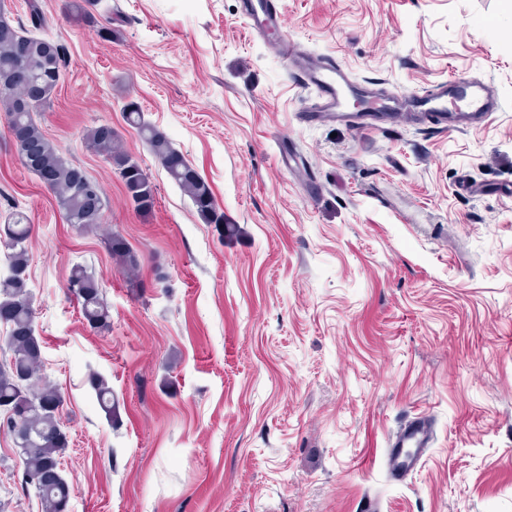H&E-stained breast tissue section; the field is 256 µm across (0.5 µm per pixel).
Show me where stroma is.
I'll list each match as a JSON object with an SVG mask.
<instances>
[{"mask_svg":"<svg viewBox=\"0 0 512 512\" xmlns=\"http://www.w3.org/2000/svg\"><path fill=\"white\" fill-rule=\"evenodd\" d=\"M38 2L67 62L33 118L108 201L96 231L67 224L0 113V217L33 226L69 512H512V0H274L284 38L378 93L483 79L500 107L460 128L307 121L314 89L240 0H109L94 26ZM131 102L210 184L223 227L129 126ZM101 122L156 185L149 215L89 146ZM77 264L109 330L66 291ZM424 416L432 447L394 474L390 435ZM21 477L1 428L0 501L41 512ZM124 238L118 233H112L107 238V249L112 255V259L124 269L133 268L137 265V259L128 244H125ZM88 384L101 410L111 421L116 412L117 402L108 381L102 375L92 373L88 377Z\"/></svg>","mask_w":512,"mask_h":512,"instance_id":"1","label":"stroma"}]
</instances>
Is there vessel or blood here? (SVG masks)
<instances>
[{"instance_id": "1", "label": "vessel or blood", "mask_w": 512, "mask_h": 512, "mask_svg": "<svg viewBox=\"0 0 512 512\" xmlns=\"http://www.w3.org/2000/svg\"><path fill=\"white\" fill-rule=\"evenodd\" d=\"M242 9L245 17L262 32L278 30L281 25L278 10L268 0H242ZM301 67L307 80L320 91V100L313 107L320 118L348 115L350 100L360 96L367 102L366 108L359 112L363 120L380 111L406 122L425 117L443 121L452 110L465 122L488 116L497 109L496 101L484 95L483 84L476 78L442 81L423 95L381 98L368 87L355 83L341 66L306 60ZM430 438L431 427L425 420H417L405 427L391 443L390 469L397 473L410 469L416 462L415 451L427 447Z\"/></svg>"}]
</instances>
